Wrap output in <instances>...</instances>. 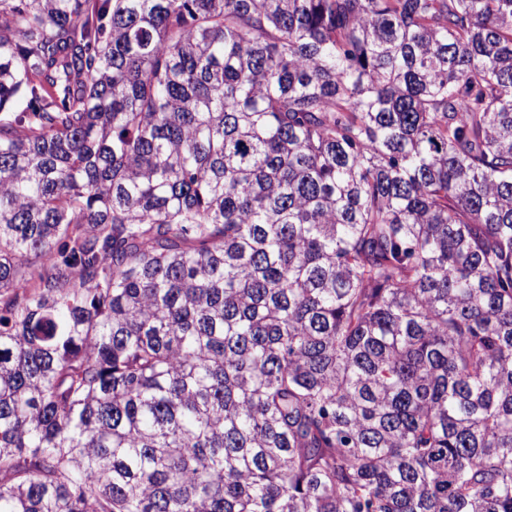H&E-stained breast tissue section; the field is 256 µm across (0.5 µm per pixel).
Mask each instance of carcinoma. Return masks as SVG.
Returning <instances> with one entry per match:
<instances>
[{"label":"carcinoma","instance_id":"1","mask_svg":"<svg viewBox=\"0 0 512 512\" xmlns=\"http://www.w3.org/2000/svg\"><path fill=\"white\" fill-rule=\"evenodd\" d=\"M0 512H512V0H0Z\"/></svg>","mask_w":512,"mask_h":512}]
</instances>
